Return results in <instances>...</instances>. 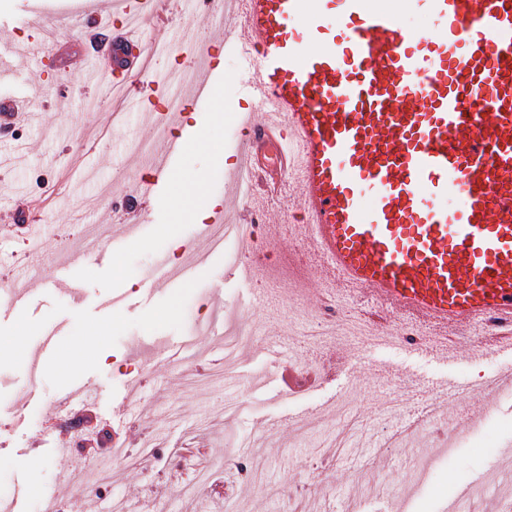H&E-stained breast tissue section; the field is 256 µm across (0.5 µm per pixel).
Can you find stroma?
<instances>
[{
  "label": "stroma",
  "instance_id": "35a3bbf8",
  "mask_svg": "<svg viewBox=\"0 0 512 512\" xmlns=\"http://www.w3.org/2000/svg\"><path fill=\"white\" fill-rule=\"evenodd\" d=\"M84 46L69 33L59 57L28 65L0 84L1 94L26 96L42 92L32 122L17 135L0 137V199L27 198L42 180L58 192L47 212L41 277L60 269L79 284L80 298L61 289H37L15 310H0V421L10 429L0 436V512L14 497L19 482L31 488L16 512H45L58 492L60 472L77 487L72 494L78 512H106L116 496L140 504L142 512H195L196 500H173L175 470L212 473L226 486L217 496L220 512H388L391 502L407 499L409 512H443L455 489L481 478L484 489L470 500V512H496L499 498L512 496V389L489 398L475 384L493 373L512 370V349L488 344L484 358L473 355L480 330L451 328L453 359L425 348L388 347L360 353L345 338L315 344L317 323L305 313L323 305L328 273L322 264L299 261V241L282 225L287 199L276 201L271 218L277 231L266 251L261 282H240L223 255H213L194 279L157 293L152 278L170 244L163 229L174 226L181 240L195 231L191 222L176 223L175 187L153 201L140 237L118 251L120 269L87 260L66 267L85 237L112 239L111 224L99 210L108 195L131 187L126 164L129 143H139L138 160L149 164L157 139L126 101L102 102L101 89L80 79ZM223 73L216 92L205 102L183 110L181 120L202 138L188 144L172 166V176H190L203 186L197 205L226 200L245 212L242 198H225L224 183L236 164L239 115L255 105L244 84L238 59L222 52ZM74 88L72 105L52 103L60 80ZM124 121L113 128L112 115ZM105 132L107 140L89 153L84 170L68 169L87 130ZM227 305L225 327L241 325L233 356L224 341L198 336L192 356L171 360L166 349L192 326L199 307L214 290ZM123 300L112 309L100 305L104 295ZM52 340L54 352L44 358L40 347ZM153 346L157 359L142 375L137 396L141 411L124 403L131 349ZM79 365H72L75 352ZM318 370L323 380L309 392L282 394L285 363ZM97 383L111 390L95 413L102 425L119 427L128 455L103 453L86 464L79 454L63 458L54 448L57 436L47 421L58 403L78 385ZM275 419L276 432L262 433ZM204 438L210 449L203 460L181 459L178 449ZM158 445L152 464L138 459L145 442ZM250 463L241 472V463Z\"/></svg>",
  "mask_w": 512,
  "mask_h": 512
}]
</instances>
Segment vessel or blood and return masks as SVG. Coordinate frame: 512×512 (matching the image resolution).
<instances>
[{
	"label": "vessel or blood",
	"mask_w": 512,
	"mask_h": 512,
	"mask_svg": "<svg viewBox=\"0 0 512 512\" xmlns=\"http://www.w3.org/2000/svg\"><path fill=\"white\" fill-rule=\"evenodd\" d=\"M234 23L226 8L207 43L178 78L183 104L205 97L221 69L216 47L230 45L248 76L255 112L242 121L231 191L278 192L297 175V200L315 255L396 310L443 324L512 314V0H404L440 24L429 37L403 13L372 0H244ZM74 0L65 12L33 9L43 44L24 54L0 40V80L28 59L55 52L61 30L77 27L87 80L115 87L146 75L145 26L170 21V0ZM34 115L31 100L0 98V127ZM193 136L164 140L137 192L122 197L128 217L113 244L137 237L153 199L166 194L173 160ZM40 197L0 207V236L24 235L38 265ZM245 243L244 223L214 210L176 266L160 264L163 289L191 277L219 237ZM88 238L71 264L105 260ZM101 388L82 385L73 400L97 406Z\"/></svg>",
	"instance_id": "obj_1"
}]
</instances>
